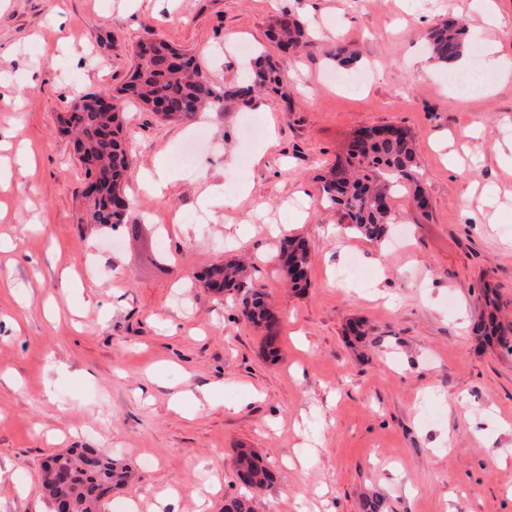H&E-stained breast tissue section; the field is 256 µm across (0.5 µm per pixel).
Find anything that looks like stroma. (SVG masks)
<instances>
[{"label":"stroma","mask_w":512,"mask_h":512,"mask_svg":"<svg viewBox=\"0 0 512 512\" xmlns=\"http://www.w3.org/2000/svg\"><path fill=\"white\" fill-rule=\"evenodd\" d=\"M495 2L504 24L471 0H0V71L13 77L0 87V154L12 163L0 188V461L17 482L0 512H50L40 465L69 448L134 470L101 512L117 499L149 512L169 486L180 495L167 512H197L192 492L215 476L210 512H223L239 491L237 448L277 471L256 512H362L368 498L382 512H512V350L471 332L488 285L512 322V170L493 149L512 141V83L470 93L425 42L461 19L468 69L483 71L490 45L512 49V0ZM282 10L307 33L288 56L266 38ZM153 36L220 87L250 77L240 46L286 57L295 75L184 123L127 101L135 171L176 178L154 198L128 176L124 221L107 232L82 221L84 169L57 116L77 96L115 92ZM339 46L368 75L359 91L331 80ZM385 125L413 135L430 208L393 199L395 236L382 245L330 236L323 178L356 131ZM466 128L488 142L483 155L468 154ZM190 133L210 165L203 179L174 161ZM214 185L221 199L202 206ZM285 224L310 245L302 293L274 259ZM353 253L368 280L344 276ZM236 257L280 317L276 358L239 298L197 279ZM356 320L369 330L360 340L345 333ZM251 388L260 399L246 401ZM188 392L209 404L175 412Z\"/></svg>","instance_id":"1"}]
</instances>
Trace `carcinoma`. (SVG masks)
I'll return each instance as SVG.
<instances>
[{
  "label": "carcinoma",
  "instance_id": "carcinoma-1",
  "mask_svg": "<svg viewBox=\"0 0 512 512\" xmlns=\"http://www.w3.org/2000/svg\"><path fill=\"white\" fill-rule=\"evenodd\" d=\"M464 30L455 22L436 26L428 37L431 58L448 64L455 62L464 50ZM267 39L283 50L294 48L305 39L300 22L288 14L270 26ZM137 63L118 89L145 106L165 105L163 119L178 122L222 103L225 91L201 76L195 58L179 52L161 38L150 39L149 47L137 45ZM280 66L270 58L254 64L250 79L234 87L231 95L245 102L260 91L279 89ZM60 131L75 139V151L90 177L92 171L108 173L95 187V194L85 198L87 223L114 229L121 223L127 207L115 204L122 183L132 168V155L123 135V109L107 111L92 104L75 105L72 111L57 116ZM420 160L413 135H383L377 130L357 132L347 146L345 161L328 171L323 192L340 213L338 223L345 229L369 240L386 239L392 210L387 200L402 189L412 194L415 202L425 199L420 186ZM285 259L281 270L291 288L301 293L309 286V247L303 240H290L279 251ZM201 282L218 295L243 293L242 313L264 334V350L276 357L279 319L267 302L265 293L255 285L243 264L229 260L205 270ZM483 309L475 323L479 336L505 341L512 335V324L506 326L497 316L499 294L494 288L483 291ZM60 469L70 477L68 501L70 512H100L103 498L130 479L127 467L93 448H72L52 455ZM42 489L51 512L57 507L58 488L54 471L41 465ZM236 479L242 492L224 499V512H255L254 493L273 483L275 475L256 452L240 448L235 455Z\"/></svg>",
  "mask_w": 512,
  "mask_h": 512
}]
</instances>
